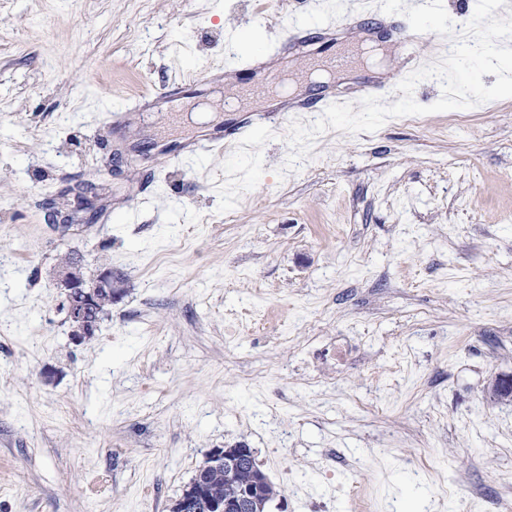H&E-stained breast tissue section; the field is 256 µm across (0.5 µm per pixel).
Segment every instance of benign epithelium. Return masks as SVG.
<instances>
[{"label": "benign epithelium", "instance_id": "1", "mask_svg": "<svg viewBox=\"0 0 512 512\" xmlns=\"http://www.w3.org/2000/svg\"><path fill=\"white\" fill-rule=\"evenodd\" d=\"M96 190L84 184L74 198V208L84 211L92 205ZM58 286L63 290L62 309L78 341L96 336L100 317L112 300L121 295L120 281L105 268L93 278L82 272L78 256L68 254L58 267ZM277 496L266 474L256 466L254 451L244 445L212 451L196 477L172 507L200 501L205 512H259L261 504Z\"/></svg>", "mask_w": 512, "mask_h": 512}]
</instances>
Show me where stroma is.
Instances as JSON below:
<instances>
[{
  "label": "stroma",
  "instance_id": "obj_1",
  "mask_svg": "<svg viewBox=\"0 0 512 512\" xmlns=\"http://www.w3.org/2000/svg\"><path fill=\"white\" fill-rule=\"evenodd\" d=\"M307 10L0 0V512H170L236 444L270 512L512 498V401L490 396L512 375V98L330 130L290 171L306 112L184 157L243 118L224 76ZM174 82L181 110L135 107ZM68 253L123 280L81 343L57 309Z\"/></svg>",
  "mask_w": 512,
  "mask_h": 512
}]
</instances>
